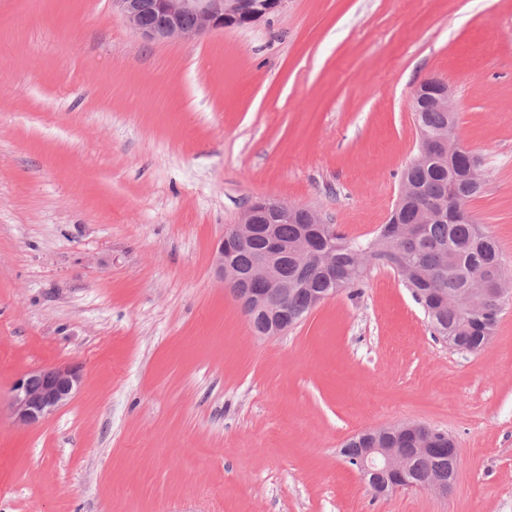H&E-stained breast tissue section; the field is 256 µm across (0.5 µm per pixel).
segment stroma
I'll return each mask as SVG.
<instances>
[{"label":"stroma","instance_id":"1","mask_svg":"<svg viewBox=\"0 0 512 512\" xmlns=\"http://www.w3.org/2000/svg\"><path fill=\"white\" fill-rule=\"evenodd\" d=\"M431 77L512 275V0H285L159 42L112 0H0V512H512V297L468 353L374 261L262 337L211 264L261 196L375 237ZM55 364L80 390L16 423ZM396 423L456 441L448 496H376L341 455ZM77 366H46L26 373L14 387L12 408L22 425H33L65 406L82 384Z\"/></svg>","mask_w":512,"mask_h":512}]
</instances>
